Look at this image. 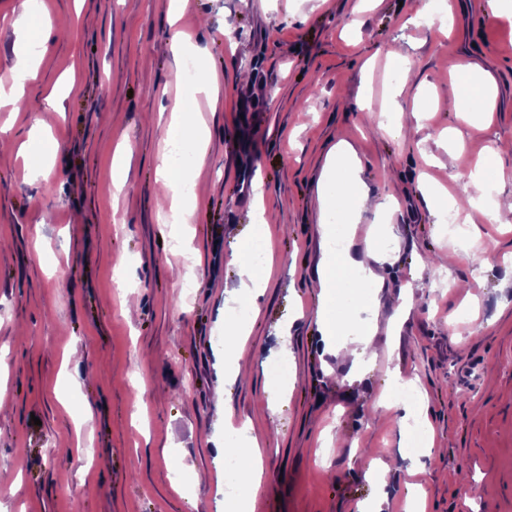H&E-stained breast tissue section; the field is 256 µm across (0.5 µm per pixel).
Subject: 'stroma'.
I'll return each instance as SVG.
<instances>
[{
  "label": "stroma",
  "mask_w": 512,
  "mask_h": 512,
  "mask_svg": "<svg viewBox=\"0 0 512 512\" xmlns=\"http://www.w3.org/2000/svg\"><path fill=\"white\" fill-rule=\"evenodd\" d=\"M0 0V79L19 55ZM358 0H192L196 56L219 74V104L188 93L169 47V0H37L47 36L15 106L0 108V512H235L217 495L214 453L234 447L214 404L223 388L235 422L252 424L263 473L246 512H356L377 487L366 459L389 467L383 512H512V224L488 226L465 181L448 171V131L463 155L512 140V0H449V34L399 0L354 13ZM412 72L395 73L402 61ZM497 88L489 127L454 111L467 66ZM55 97L57 111L41 110ZM398 103L413 128L388 130ZM189 147L206 142L186 224L166 223L158 196L160 132L176 104ZM352 143L360 187L391 212L375 225L392 258L381 298L401 287L417 305L396 329L379 323L377 356L359 377L324 351L314 311L325 242L315 196L329 151ZM127 144L126 186L113 157ZM264 223L253 231L252 184ZM448 192L449 231L419 186ZM269 243L271 275L246 339L225 333V295L238 285L237 239ZM458 252L441 270L431 259ZM191 282V293L182 285ZM290 362L288 388L267 372ZM249 363L245 379L224 366ZM415 379L418 405L395 403L390 372ZM94 419L77 425L75 404ZM434 430L404 451L403 414ZM73 449L72 457L62 449Z\"/></svg>",
  "instance_id": "stroma-1"
}]
</instances>
